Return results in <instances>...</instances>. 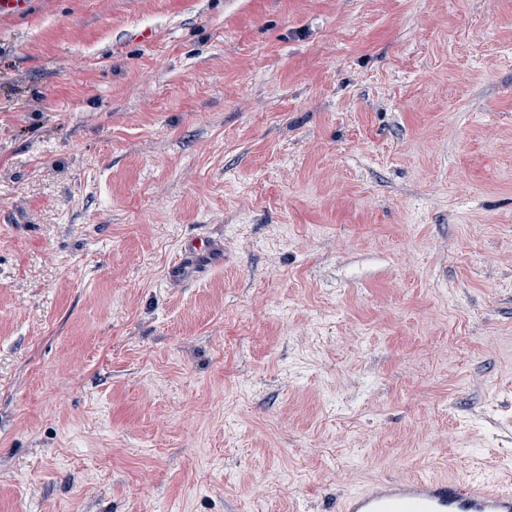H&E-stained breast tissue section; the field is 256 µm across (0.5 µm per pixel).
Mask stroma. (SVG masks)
<instances>
[{
  "label": "stroma",
  "instance_id": "35a3bbf8",
  "mask_svg": "<svg viewBox=\"0 0 512 512\" xmlns=\"http://www.w3.org/2000/svg\"><path fill=\"white\" fill-rule=\"evenodd\" d=\"M420 475L512 488V0L0 19V512Z\"/></svg>",
  "mask_w": 512,
  "mask_h": 512
}]
</instances>
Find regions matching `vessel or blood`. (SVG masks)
Listing matches in <instances>:
<instances>
[{"instance_id":"b4317fda","label":"vessel or blood","mask_w":512,"mask_h":512,"mask_svg":"<svg viewBox=\"0 0 512 512\" xmlns=\"http://www.w3.org/2000/svg\"><path fill=\"white\" fill-rule=\"evenodd\" d=\"M337 512H512V489L430 476L383 479L348 494Z\"/></svg>"}]
</instances>
